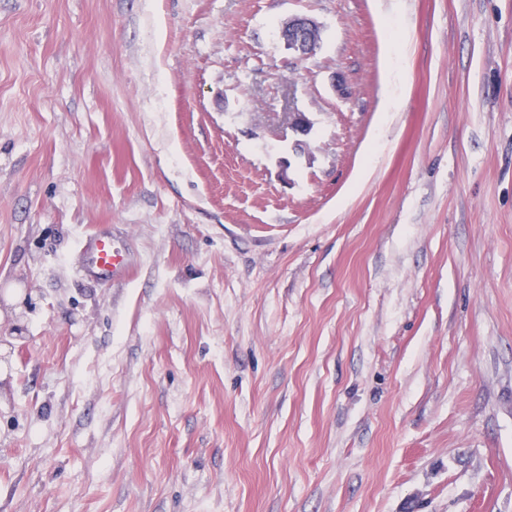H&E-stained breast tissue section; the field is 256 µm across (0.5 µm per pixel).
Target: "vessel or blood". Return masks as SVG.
<instances>
[{
	"instance_id": "vessel-or-blood-1",
	"label": "vessel or blood",
	"mask_w": 512,
	"mask_h": 512,
	"mask_svg": "<svg viewBox=\"0 0 512 512\" xmlns=\"http://www.w3.org/2000/svg\"><path fill=\"white\" fill-rule=\"evenodd\" d=\"M76 255L81 272L101 283L124 278L130 266L128 256L116 246L111 234L100 231L83 235L77 243Z\"/></svg>"
}]
</instances>
